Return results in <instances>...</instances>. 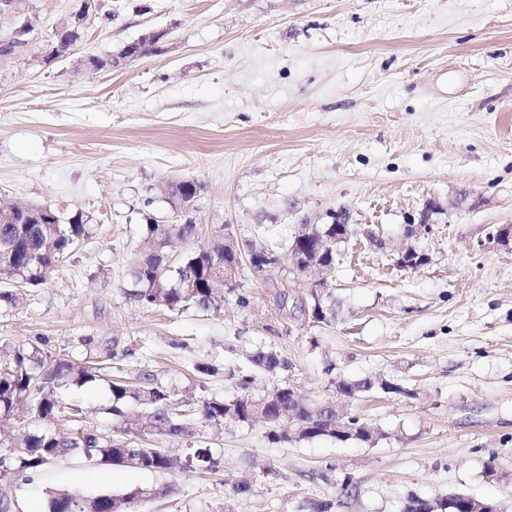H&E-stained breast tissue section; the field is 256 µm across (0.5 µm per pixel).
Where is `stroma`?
<instances>
[{"label":"stroma","instance_id":"35a3bbf8","mask_svg":"<svg viewBox=\"0 0 512 512\" xmlns=\"http://www.w3.org/2000/svg\"><path fill=\"white\" fill-rule=\"evenodd\" d=\"M78 3L28 0L40 24L0 61V201L87 218L75 252L0 317V339L111 354L113 370L151 373L177 400L235 399L248 355L266 349L311 401L337 400L339 379L403 391L349 403L378 428L370 443L274 444L259 421L201 424L216 469L64 457L0 482L11 512H41L52 488L137 487L152 493L144 512H318L326 500L332 512H398L411 494L458 493L512 512V250L479 246L512 224V0H104L84 40L42 63ZM153 30L167 33L163 52L80 65ZM184 178L203 186L198 234L172 257L225 235L244 252L279 246L277 266L240 268L216 312L127 295L146 218L172 221L158 188ZM429 206L435 232L415 242L429 260L400 270L404 226ZM340 219L359 233L335 270L296 273L295 233ZM370 224L388 251L366 243ZM314 292L334 301L333 319L294 309ZM65 395L110 429L106 382Z\"/></svg>","mask_w":512,"mask_h":512}]
</instances>
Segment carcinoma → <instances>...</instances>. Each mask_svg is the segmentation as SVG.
Returning <instances> with one entry per match:
<instances>
[{
	"instance_id": "1",
	"label": "carcinoma",
	"mask_w": 512,
	"mask_h": 512,
	"mask_svg": "<svg viewBox=\"0 0 512 512\" xmlns=\"http://www.w3.org/2000/svg\"><path fill=\"white\" fill-rule=\"evenodd\" d=\"M78 41L74 33L54 35L50 52L45 56L49 64L67 46ZM168 224H145L138 252L129 270L131 290L129 296L144 307H162L170 312L189 308L202 311L217 309L215 289L224 285V260H232L231 249L224 248L220 240L208 248L187 252L178 266L168 264ZM343 224H324L308 230L307 236L297 233L292 244L310 256L317 236L324 234L335 238L344 236ZM86 234L84 216L77 213L62 222L58 213L42 206H32L16 216L14 224H0V274L8 275L25 288L44 284L54 268L66 259ZM249 265L258 272L278 262V255L271 249L247 253ZM23 300L22 292L8 287L0 289V311H12ZM248 362L274 375L289 368V364L273 351L253 354ZM108 377L109 402L104 413L112 416L116 428L124 432L119 440L112 434L85 424L83 408L63 400L61 390L83 387ZM252 376L242 372L238 378L239 396L230 402L203 399L184 408L176 407L170 393L160 386L150 373L143 372L133 379L112 377V354L100 357L95 363L86 359L63 358L43 348L38 343L12 344L0 342V419L14 414L18 405L43 426L26 435L20 442L0 453V481L14 479L21 473L39 471L54 461L74 453L96 458L104 464L126 466L128 454L140 453L138 469L149 472H168L180 467L182 461L161 448H144L142 438L155 434L169 438L194 435L196 422L211 427L224 424V419L249 423L264 416L277 419L293 414L305 424L297 438L309 440L331 437L345 442L355 436L365 442L371 436L358 431L338 434L330 428L315 403L292 401L291 384L276 382L270 392L256 399L249 393ZM369 379L336 381V390L346 396L365 391ZM70 424L68 432L57 430V424ZM194 466L204 469L215 467L213 450L205 442L189 448ZM151 493L127 492L123 495L99 494L87 497L75 490H58L45 499V512H109L118 506L120 512H134L138 504L149 500ZM398 512H448V499L433 503L416 495H409L401 502Z\"/></svg>"
}]
</instances>
